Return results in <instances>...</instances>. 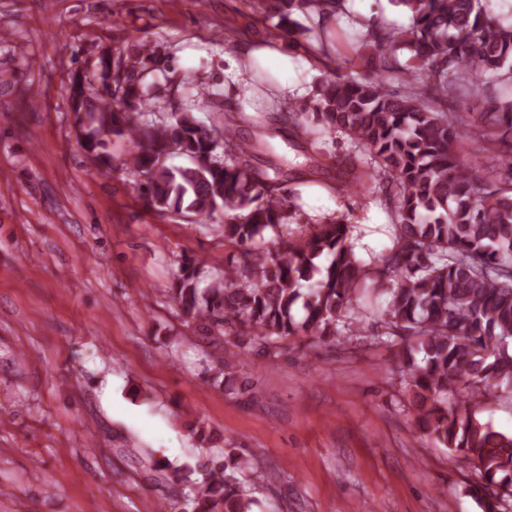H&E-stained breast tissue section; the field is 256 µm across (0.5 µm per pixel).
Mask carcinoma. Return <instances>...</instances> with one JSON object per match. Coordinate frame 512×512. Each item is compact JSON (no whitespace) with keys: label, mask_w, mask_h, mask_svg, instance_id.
I'll return each mask as SVG.
<instances>
[{"label":"carcinoma","mask_w":512,"mask_h":512,"mask_svg":"<svg viewBox=\"0 0 512 512\" xmlns=\"http://www.w3.org/2000/svg\"><path fill=\"white\" fill-rule=\"evenodd\" d=\"M390 3L408 24L369 26L355 49L373 68L362 76L341 74L330 43L292 19L299 11L323 24L345 13L344 0H279L288 12L270 34L303 39L325 71L311 112H226L221 132L192 112L150 119L155 47L147 44L141 57L111 64L123 106L114 93L91 106L73 99L76 136L99 169L135 177L154 208L192 215L224 239V267L187 256L170 288L184 322L203 335L255 343L277 357L294 336L335 341L358 319L360 302L375 296L382 335L403 344L399 372L418 430L472 464L479 480L470 492L482 512H503L502 502L512 501V434L494 429L479 408L512 389V160L508 180L491 179L467 165L460 148L499 160L494 130L512 128V97L491 95L489 84L512 81V23L492 15L487 0ZM402 50L411 53L405 62ZM476 95L485 103L480 124L448 111V98ZM264 122L300 128L313 144L338 131L351 139L354 159L322 185L361 198L374 184L394 191L397 232L387 252L362 258L344 216L307 233L289 230L290 199L301 192L288 188L280 163H253L250 129ZM113 136L133 145L119 162L107 151ZM175 155L192 165H168ZM218 210L224 220L210 223ZM207 370L211 385L224 386L223 357ZM460 385L467 406L450 410L448 393ZM211 463L189 498L192 512H250L237 478L247 463L224 448Z\"/></svg>","instance_id":"1"}]
</instances>
